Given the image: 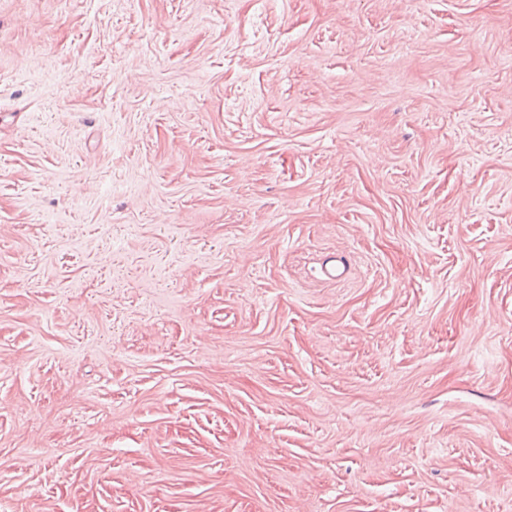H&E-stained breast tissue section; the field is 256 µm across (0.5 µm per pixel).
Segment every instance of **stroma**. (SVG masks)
Masks as SVG:
<instances>
[{
  "label": "stroma",
  "mask_w": 512,
  "mask_h": 512,
  "mask_svg": "<svg viewBox=\"0 0 512 512\" xmlns=\"http://www.w3.org/2000/svg\"><path fill=\"white\" fill-rule=\"evenodd\" d=\"M0 512H512V0H0Z\"/></svg>",
  "instance_id": "obj_1"
}]
</instances>
